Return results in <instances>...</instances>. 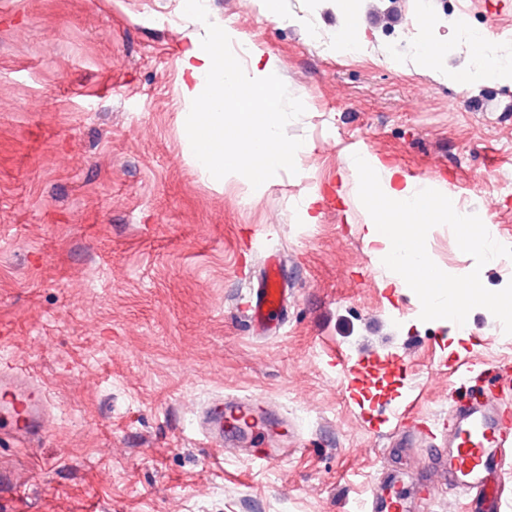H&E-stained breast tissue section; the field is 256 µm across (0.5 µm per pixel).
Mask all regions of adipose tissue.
Segmentation results:
<instances>
[{
	"mask_svg": "<svg viewBox=\"0 0 512 512\" xmlns=\"http://www.w3.org/2000/svg\"><path fill=\"white\" fill-rule=\"evenodd\" d=\"M428 25L429 36L416 51L420 66L460 84L512 83V60H492L495 42L470 30L463 33L469 43L464 61L447 69L448 51L438 22L432 19ZM236 40L233 31L217 30L180 57L184 95L192 104L183 121L181 147L203 175L222 182L244 179L259 188L277 171L294 166L300 155L280 135L285 115L278 105L273 56L255 49L249 66H240L224 54L225 45ZM228 128L235 130L234 139L225 138ZM350 165L360 175L364 238L383 243L386 257L395 259L393 285L415 289L429 313L440 318H456L458 303L485 300L479 266L456 273L437 267L428 277L416 266L429 262L430 225H460L464 242L485 259L501 251L491 225L474 223L453 194L417 182L398 168L357 155L351 156ZM457 279L465 282V294L450 291L451 282Z\"/></svg>",
	"mask_w": 512,
	"mask_h": 512,
	"instance_id": "adipose-tissue-1",
	"label": "adipose tissue"
}]
</instances>
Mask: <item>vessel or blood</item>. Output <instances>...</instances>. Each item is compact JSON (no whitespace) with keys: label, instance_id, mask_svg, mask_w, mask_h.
Segmentation results:
<instances>
[{"label":"vessel or blood","instance_id":"1","mask_svg":"<svg viewBox=\"0 0 512 512\" xmlns=\"http://www.w3.org/2000/svg\"><path fill=\"white\" fill-rule=\"evenodd\" d=\"M287 300L276 255L266 252L263 272L252 281L244 310L255 334L279 330ZM509 387L512 375L505 373L497 385L454 401L448 409V425L439 436L410 418L408 405H398L392 412L389 425L395 439L409 445L441 437L447 451L436 469L446 477L449 489L462 492L467 512H505L508 506L504 488L512 475V421L500 413L499 405ZM48 420V395L33 374L19 364L0 368V439H39ZM286 425L263 400L225 398L206 407L196 433L206 446L219 452L240 441L256 440L248 456L254 462L271 464L287 454L282 447ZM365 508L367 512H401L402 498L400 493L377 486Z\"/></svg>","mask_w":512,"mask_h":512}]
</instances>
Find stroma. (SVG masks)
Returning a JSON list of instances; mask_svg holds the SVG:
<instances>
[{
	"mask_svg": "<svg viewBox=\"0 0 512 512\" xmlns=\"http://www.w3.org/2000/svg\"><path fill=\"white\" fill-rule=\"evenodd\" d=\"M443 2L365 0L346 55L309 37L344 29L328 0H279L275 16L210 0L203 19L181 0H0V363L29 366L53 416L38 443L0 442V472L24 486L0 512H361L378 482L423 512L432 453L392 445L387 419L409 393L427 418L447 408L443 358L512 365V318L471 304L458 340L392 286L348 154L446 186L511 252L481 262L438 224L433 263L482 264L490 294L512 283V84L436 77L385 37L424 40L429 12L449 65L467 54L460 22L512 56V0H455L449 15ZM221 27L275 56L282 136L306 148L258 191L202 176L180 145V52ZM267 249L288 306L284 330L259 338L240 305ZM227 394L264 396L301 450L215 459L192 420Z\"/></svg>",
	"mask_w": 512,
	"mask_h": 512,
	"instance_id": "stroma-1",
	"label": "stroma"
}]
</instances>
